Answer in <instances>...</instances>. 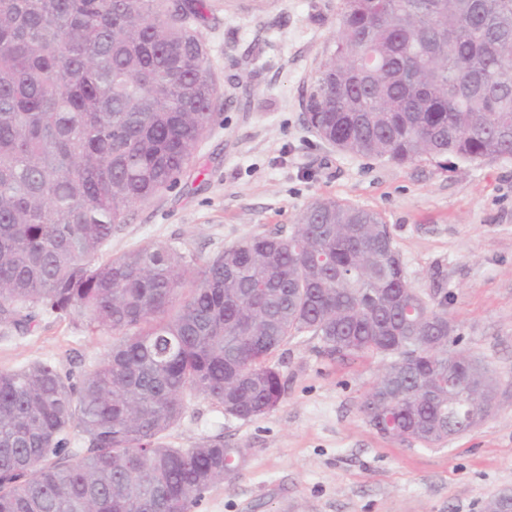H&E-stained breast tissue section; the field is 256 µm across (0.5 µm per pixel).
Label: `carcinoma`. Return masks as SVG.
Segmentation results:
<instances>
[{
	"mask_svg": "<svg viewBox=\"0 0 512 512\" xmlns=\"http://www.w3.org/2000/svg\"><path fill=\"white\" fill-rule=\"evenodd\" d=\"M208 0H0V324L74 317L112 347L75 376L0 370V512H191L243 448L165 441L195 397L243 420L281 402L272 363L310 334L385 361L360 410L425 446L473 427L488 370L408 281L382 215L315 201L292 231L201 262L102 250L177 187L221 99ZM305 120L348 154L405 164L512 156V0H340Z\"/></svg>",
	"mask_w": 512,
	"mask_h": 512,
	"instance_id": "cac0c4a2",
	"label": "carcinoma"
}]
</instances>
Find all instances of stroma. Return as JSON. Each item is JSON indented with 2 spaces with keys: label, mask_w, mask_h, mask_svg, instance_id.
I'll use <instances>...</instances> for the list:
<instances>
[{
  "label": "stroma",
  "mask_w": 512,
  "mask_h": 512,
  "mask_svg": "<svg viewBox=\"0 0 512 512\" xmlns=\"http://www.w3.org/2000/svg\"><path fill=\"white\" fill-rule=\"evenodd\" d=\"M209 4L202 32L220 117L179 186L135 207L104 256L154 242L205 260L251 236L289 233L317 199L376 210L410 283L447 299L462 348L500 389L489 417L441 446L395 441L360 411L381 358L332 359L318 337H296L275 356L286 391L273 411L242 420L199 397L167 431L177 448L220 436L246 451L238 473L191 512H481L512 493V158L443 169L336 150L308 128L303 102L339 0ZM111 345L106 332L42 312L25 333L0 324V370L44 359L78 375Z\"/></svg>",
  "instance_id": "35a3bbf8"
}]
</instances>
